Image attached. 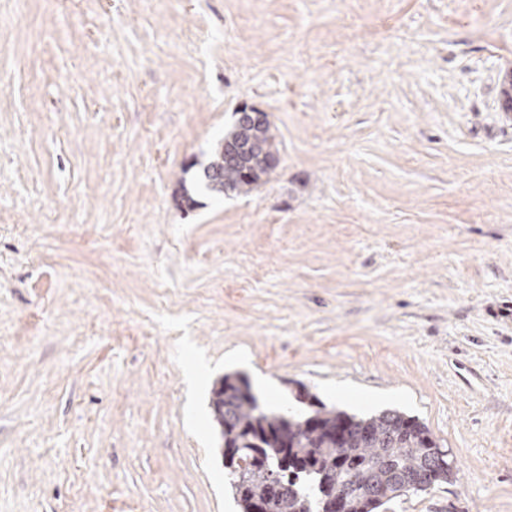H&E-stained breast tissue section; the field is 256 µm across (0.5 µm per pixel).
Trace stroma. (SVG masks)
Returning <instances> with one entry per match:
<instances>
[{
    "mask_svg": "<svg viewBox=\"0 0 512 512\" xmlns=\"http://www.w3.org/2000/svg\"><path fill=\"white\" fill-rule=\"evenodd\" d=\"M0 0V512H241L224 375L396 409L512 512V0ZM280 161L174 202L237 109Z\"/></svg>",
    "mask_w": 512,
    "mask_h": 512,
    "instance_id": "35a3bbf8",
    "label": "stroma"
}]
</instances>
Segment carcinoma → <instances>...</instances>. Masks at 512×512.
<instances>
[{
	"label": "carcinoma",
	"instance_id": "obj_1",
	"mask_svg": "<svg viewBox=\"0 0 512 512\" xmlns=\"http://www.w3.org/2000/svg\"><path fill=\"white\" fill-rule=\"evenodd\" d=\"M228 130L196 182L220 198L252 192L269 175L267 149L278 146L266 127L250 150L252 174L229 164L224 141L240 136ZM211 408L221 428L231 488L242 512H331L347 501V512H380L405 493L425 492L454 475L439 462L440 448L418 419L388 409L357 417L323 403L301 417L267 412L249 391L226 375L212 391ZM346 436L339 441L338 430Z\"/></svg>",
	"mask_w": 512,
	"mask_h": 512
}]
</instances>
